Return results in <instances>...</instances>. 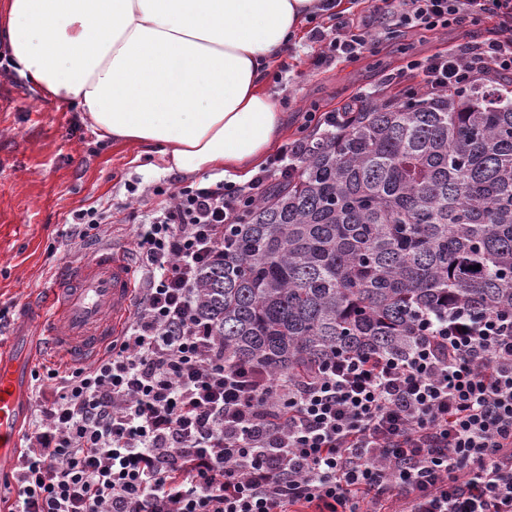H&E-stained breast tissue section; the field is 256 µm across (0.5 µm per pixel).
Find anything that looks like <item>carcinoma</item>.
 Here are the masks:
<instances>
[{
	"mask_svg": "<svg viewBox=\"0 0 512 512\" xmlns=\"http://www.w3.org/2000/svg\"><path fill=\"white\" fill-rule=\"evenodd\" d=\"M307 139L201 274L224 363L302 376L408 345L422 315L512 308V78L422 103L380 93Z\"/></svg>",
	"mask_w": 512,
	"mask_h": 512,
	"instance_id": "cac0c4a2",
	"label": "carcinoma"
}]
</instances>
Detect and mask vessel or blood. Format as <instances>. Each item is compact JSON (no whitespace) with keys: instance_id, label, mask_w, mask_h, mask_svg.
<instances>
[{"instance_id":"1","label":"vessel or blood","mask_w":512,"mask_h":512,"mask_svg":"<svg viewBox=\"0 0 512 512\" xmlns=\"http://www.w3.org/2000/svg\"><path fill=\"white\" fill-rule=\"evenodd\" d=\"M133 271L124 252L100 248L80 261L62 262L50 287L31 305L38 317L36 335L12 337L0 354V477L10 473L18 442L27 385V358L60 355L88 364L123 330L133 302Z\"/></svg>"}]
</instances>
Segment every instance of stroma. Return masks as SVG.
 Returning <instances> with one entry per match:
<instances>
[{
  "mask_svg": "<svg viewBox=\"0 0 512 512\" xmlns=\"http://www.w3.org/2000/svg\"><path fill=\"white\" fill-rule=\"evenodd\" d=\"M485 24L436 32L401 31L373 52L317 69L315 52L298 45L281 53L282 77L267 89L286 114L281 142L312 130L310 112L341 111L355 97L376 87L395 96L417 83L416 74L388 76L407 57L428 56L479 41ZM192 174L166 170L153 155L134 145L101 138L76 103L46 96L20 79L0 57V310L5 335L26 332L21 315L28 297L52 279L62 261L79 260L84 247L69 241L65 224L81 208L108 209L98 245L131 252L133 226L168 201Z\"/></svg>",
  "mask_w": 512,
  "mask_h": 512,
  "instance_id": "obj_1",
  "label": "stroma"
}]
</instances>
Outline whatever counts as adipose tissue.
<instances>
[{"instance_id": "ef3b65f1", "label": "adipose tissue", "mask_w": 512, "mask_h": 512, "mask_svg": "<svg viewBox=\"0 0 512 512\" xmlns=\"http://www.w3.org/2000/svg\"><path fill=\"white\" fill-rule=\"evenodd\" d=\"M315 0H0V50L21 78L78 104L168 168L246 177L285 114L274 55Z\"/></svg>"}]
</instances>
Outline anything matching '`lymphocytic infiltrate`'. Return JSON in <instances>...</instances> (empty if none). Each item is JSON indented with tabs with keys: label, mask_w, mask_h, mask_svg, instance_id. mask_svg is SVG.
I'll use <instances>...</instances> for the list:
<instances>
[{
	"label": "lymphocytic infiltrate",
	"mask_w": 512,
	"mask_h": 512,
	"mask_svg": "<svg viewBox=\"0 0 512 512\" xmlns=\"http://www.w3.org/2000/svg\"><path fill=\"white\" fill-rule=\"evenodd\" d=\"M317 0L314 66L398 29L493 21L494 38L410 60L409 97L512 75V0ZM283 145L243 183L197 181L133 230L138 296L119 342L31 394L9 512H512V310L425 319L408 346L270 378L224 362L198 316L202 269L307 151Z\"/></svg>",
	"instance_id": "f902f5d3"
}]
</instances>
